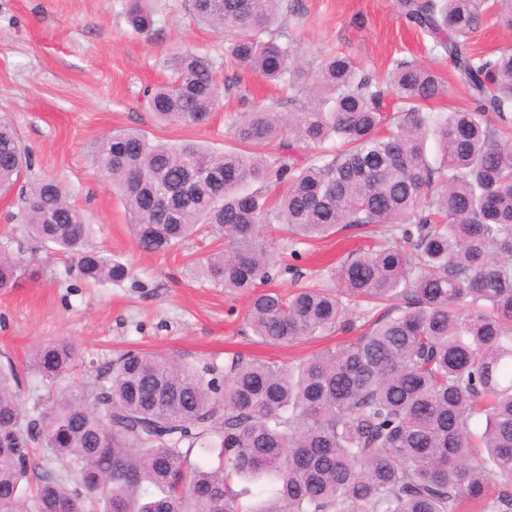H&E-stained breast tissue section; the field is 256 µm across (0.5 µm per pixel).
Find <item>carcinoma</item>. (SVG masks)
I'll return each instance as SVG.
<instances>
[{"mask_svg": "<svg viewBox=\"0 0 512 512\" xmlns=\"http://www.w3.org/2000/svg\"><path fill=\"white\" fill-rule=\"evenodd\" d=\"M282 2L190 0V10L224 32L236 63L304 93L294 45L272 29ZM397 8L448 58L471 106L426 111L447 82L413 60L381 75L331 55L303 111L252 108L222 154L132 129L95 151L141 250L169 251L203 227L224 239L199 274L249 296L247 323L262 342L357 321L360 335L287 367L238 355L222 392L212 369L139 350L61 390L77 346L39 344L26 370L44 391L30 410L14 366L0 368V512H466L471 502L512 512V48L471 46L489 13L512 30V0ZM124 17L141 34L155 24L144 0H128ZM164 66L170 81L146 91L152 112L169 125L206 121L221 93L214 60L184 49ZM275 141L311 154L273 159L263 149ZM30 168L0 120V195L20 187L27 234L71 257L85 281L125 280L126 264L88 247L92 226L63 186L28 181ZM259 182L283 191L273 201L250 189ZM275 222L300 242L371 224L385 238L330 270L336 290L288 295L266 288L277 260L259 227ZM35 274L0 246V290ZM345 295L358 303L353 319ZM34 447L65 459L71 476L44 470ZM196 448L221 466H190ZM234 476L255 486L259 507L240 502Z\"/></svg>", "mask_w": 512, "mask_h": 512, "instance_id": "obj_1", "label": "carcinoma"}]
</instances>
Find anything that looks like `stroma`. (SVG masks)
Listing matches in <instances>:
<instances>
[{
	"label": "stroma",
	"instance_id": "1",
	"mask_svg": "<svg viewBox=\"0 0 512 512\" xmlns=\"http://www.w3.org/2000/svg\"><path fill=\"white\" fill-rule=\"evenodd\" d=\"M287 3L275 26L292 41L308 78H315L331 51L380 73L393 59L407 57L448 81V94L433 111L468 106L448 59L431 53L430 39L399 13L396 0ZM147 4L155 25L140 35L128 26L121 0H0V117L14 124L32 177L59 180L71 205L92 225V245L129 268L122 282L86 285L70 272L69 259L27 236L18 193L0 196V246L39 259L35 279L0 292V362L25 364L36 345L66 338L80 353L74 378L86 382L129 349L220 369L235 352L288 363L351 340V333L336 332L290 347L258 343L246 326L248 297L214 287L193 267L210 253L209 241L195 237L168 253L138 247L122 200L93 163L100 138L132 128L169 143L194 141L220 154L231 144L232 117L279 96L225 59L224 35L197 25L188 0ZM179 49L210 56L219 65V79L235 84L200 125L160 124L145 102V90L168 77L163 59ZM261 234L280 257L272 285L288 290L327 283L326 267L364 238L363 230L354 229L297 245L278 224Z\"/></svg>",
	"mask_w": 512,
	"mask_h": 512
}]
</instances>
